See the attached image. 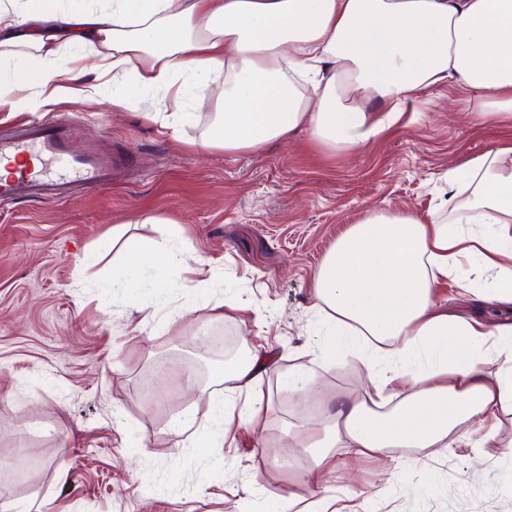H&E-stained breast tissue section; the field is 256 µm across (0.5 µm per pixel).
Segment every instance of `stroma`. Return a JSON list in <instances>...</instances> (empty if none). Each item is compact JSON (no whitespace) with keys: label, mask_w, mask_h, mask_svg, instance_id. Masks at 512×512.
<instances>
[{"label":"stroma","mask_w":512,"mask_h":512,"mask_svg":"<svg viewBox=\"0 0 512 512\" xmlns=\"http://www.w3.org/2000/svg\"><path fill=\"white\" fill-rule=\"evenodd\" d=\"M113 92L106 83L95 102L63 98L35 113L0 105V134L62 116L77 127L75 150L92 146L125 162L112 188H87L68 202L0 204V502L39 512H270L278 498L291 512H310L311 460L287 448L286 431L318 416L321 402L279 377L313 357L315 270L366 209L430 212L441 175L512 139V125L472 123L481 101L448 82L349 154L328 155L302 132L226 154L199 144L217 110L211 90H195L193 118L176 134L164 93L148 116L132 104L113 110ZM116 224L182 248L170 288L152 287L130 266L125 287H113L98 256L111 249ZM188 273L204 282L189 294L175 286ZM225 295L241 306L227 317L211 309ZM436 299L468 319L512 323L511 306L451 280ZM207 341L246 358L263 349L271 365L255 391L272 396L276 416L225 435L213 399L224 388V362L201 367L188 357ZM365 383L351 355L318 370V387L337 399ZM185 416L212 447L172 432ZM498 441L438 458L395 449L392 483L375 462L355 470L339 455L322 484L358 512H512L511 424ZM478 455L484 474L476 481ZM445 482L458 486L456 496L439 492Z\"/></svg>","instance_id":"stroma-1"}]
</instances>
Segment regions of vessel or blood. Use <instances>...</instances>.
I'll use <instances>...</instances> for the list:
<instances>
[{"instance_id": "vessel-or-blood-1", "label": "vessel or blood", "mask_w": 512, "mask_h": 512, "mask_svg": "<svg viewBox=\"0 0 512 512\" xmlns=\"http://www.w3.org/2000/svg\"><path fill=\"white\" fill-rule=\"evenodd\" d=\"M66 120L44 121L20 130L14 135L0 137V158L31 156L40 162L56 165L64 179H50L41 171L19 169L0 178V203L21 199L72 198L71 185L85 182L99 188L111 187L123 164L114 155L94 151H74Z\"/></svg>"}]
</instances>
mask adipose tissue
<instances>
[{
  "label": "adipose tissue",
  "instance_id": "adipose-tissue-1",
  "mask_svg": "<svg viewBox=\"0 0 512 512\" xmlns=\"http://www.w3.org/2000/svg\"><path fill=\"white\" fill-rule=\"evenodd\" d=\"M71 46L90 49L94 63L65 58ZM129 69L134 80L113 107L134 102L151 113L150 91H164L174 131L192 91L212 88L218 110L202 144L227 153L301 130L327 153L350 152L446 80L492 97L484 120L512 123V0H105L95 9L0 0V86L13 110L35 112L59 95L92 100L88 73ZM444 179L449 190L428 216L366 211L313 276L321 341L310 365L284 381L314 383L318 368L351 351L368 387L289 436V447L311 455L312 474L337 448L354 463L382 460L389 448H484L512 419V328L486 327L435 300L449 279L512 305V141L463 159ZM112 243L167 287L178 252L121 224ZM267 363L256 353L225 365V433L272 411L253 392Z\"/></svg>",
  "mask_w": 512,
  "mask_h": 512
}]
</instances>
